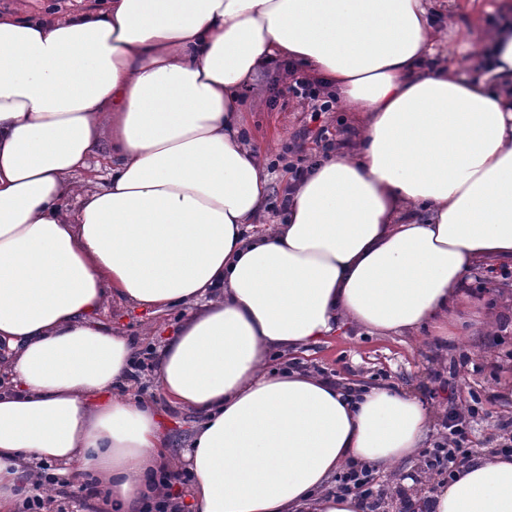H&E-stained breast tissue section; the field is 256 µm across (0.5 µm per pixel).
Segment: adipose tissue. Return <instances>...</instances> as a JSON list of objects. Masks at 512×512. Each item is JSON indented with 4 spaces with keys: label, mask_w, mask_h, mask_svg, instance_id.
Segmentation results:
<instances>
[{
    "label": "adipose tissue",
    "mask_w": 512,
    "mask_h": 512,
    "mask_svg": "<svg viewBox=\"0 0 512 512\" xmlns=\"http://www.w3.org/2000/svg\"><path fill=\"white\" fill-rule=\"evenodd\" d=\"M433 0H107L0 13V512L34 462L80 464L114 512L172 467L124 389L138 342L110 303L190 315L155 358L198 418V512H364L337 474L419 457L434 415L386 385L346 391L291 355L353 328L447 339L512 316L470 292L512 267V24L435 29ZM287 58L360 126L278 223L247 91ZM426 512H512L491 453Z\"/></svg>",
    "instance_id": "1"
}]
</instances>
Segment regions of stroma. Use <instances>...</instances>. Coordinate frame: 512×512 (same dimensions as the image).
<instances>
[{"label":"stroma","mask_w":512,"mask_h":512,"mask_svg":"<svg viewBox=\"0 0 512 512\" xmlns=\"http://www.w3.org/2000/svg\"><path fill=\"white\" fill-rule=\"evenodd\" d=\"M104 0H0V12L13 11L24 15L47 12L66 15L80 9L103 4ZM306 120L296 102L285 108H262L248 113L246 134L253 140L274 142L283 150ZM175 309L152 315L144 309L111 305L102 313L103 319L129 334H142L147 344H159L181 318ZM512 330L495 336H464L448 348V364L455 367L454 393H438L429 398L433 387L431 371L435 368V346L408 337L335 336L313 347L305 359L307 369L330 379H345L368 384L393 381L430 400L437 416H444L452 402L469 400L479 393L483 413L474 423L469 439L475 454L495 447L500 418L512 417Z\"/></svg>","instance_id":"35a3bbf8"}]
</instances>
